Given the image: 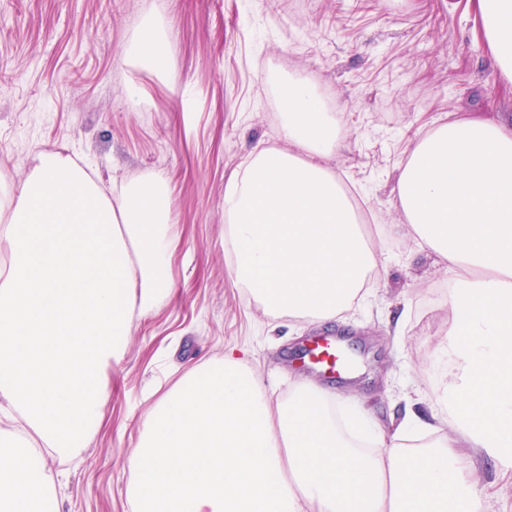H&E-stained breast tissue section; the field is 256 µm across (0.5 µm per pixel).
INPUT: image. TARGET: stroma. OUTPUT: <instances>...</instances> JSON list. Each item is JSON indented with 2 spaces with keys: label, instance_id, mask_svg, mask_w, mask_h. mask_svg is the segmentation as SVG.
I'll use <instances>...</instances> for the list:
<instances>
[{
  "label": "stroma",
  "instance_id": "stroma-1",
  "mask_svg": "<svg viewBox=\"0 0 512 512\" xmlns=\"http://www.w3.org/2000/svg\"><path fill=\"white\" fill-rule=\"evenodd\" d=\"M148 24L176 83L131 61ZM488 53L469 0H0V196L35 154L65 148L104 190L116 174L158 175L173 203L174 295L131 322L123 360L105 372L103 427L76 458L46 460L64 476L62 512H131L127 461L156 401L230 347L278 400L305 337L344 334L355 377L339 393L383 420L443 386L451 275L402 229L392 190L403 157L448 116L512 125V82ZM295 79L345 131L332 165L367 212L387 277L344 323L288 337L225 263L224 180L255 148L284 147L279 90Z\"/></svg>",
  "mask_w": 512,
  "mask_h": 512
}]
</instances>
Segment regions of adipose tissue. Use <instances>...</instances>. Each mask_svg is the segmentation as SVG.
<instances>
[{"instance_id":"ef3b65f1","label":"adipose tissue","mask_w":512,"mask_h":512,"mask_svg":"<svg viewBox=\"0 0 512 512\" xmlns=\"http://www.w3.org/2000/svg\"><path fill=\"white\" fill-rule=\"evenodd\" d=\"M489 66L512 81V0H475ZM287 148L254 150L224 184V257L248 301L288 321L346 316L384 279L330 161L344 136L311 87L285 83ZM394 200L453 274L452 382L381 424L299 377L270 403L233 354L190 370L129 460L132 512H492L512 486V126L457 118L407 155ZM161 177L103 192L71 156L38 153L0 200V512H61L37 450L71 456L102 422V371L134 316L170 295ZM492 463L496 481H474Z\"/></svg>"}]
</instances>
